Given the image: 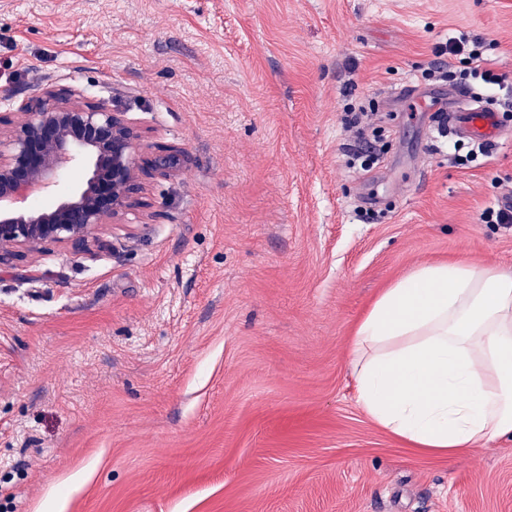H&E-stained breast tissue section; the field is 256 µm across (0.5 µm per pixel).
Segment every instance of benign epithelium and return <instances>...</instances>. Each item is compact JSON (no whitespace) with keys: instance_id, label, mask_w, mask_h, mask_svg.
I'll list each match as a JSON object with an SVG mask.
<instances>
[{"instance_id":"7a95c632","label":"benign epithelium","mask_w":512,"mask_h":512,"mask_svg":"<svg viewBox=\"0 0 512 512\" xmlns=\"http://www.w3.org/2000/svg\"><path fill=\"white\" fill-rule=\"evenodd\" d=\"M141 138L124 113L54 90L29 98L14 118H0V267L49 244L83 249L134 208ZM183 160L165 148L149 165L164 174ZM80 167L87 175L79 187L48 207L31 205Z\"/></svg>"}]
</instances>
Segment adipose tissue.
Returning a JSON list of instances; mask_svg holds the SVG:
<instances>
[{
    "label": "adipose tissue",
    "mask_w": 512,
    "mask_h": 512,
    "mask_svg": "<svg viewBox=\"0 0 512 512\" xmlns=\"http://www.w3.org/2000/svg\"><path fill=\"white\" fill-rule=\"evenodd\" d=\"M356 399L422 451L462 455L512 436V275L417 267L377 297L353 340Z\"/></svg>",
    "instance_id": "obj_1"
}]
</instances>
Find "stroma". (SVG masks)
I'll list each match as a JSON object with an SVG mask.
<instances>
[{"label": "stroma", "instance_id": "obj_1", "mask_svg": "<svg viewBox=\"0 0 512 512\" xmlns=\"http://www.w3.org/2000/svg\"><path fill=\"white\" fill-rule=\"evenodd\" d=\"M483 36L512 84V0H0V113L43 89L125 113L142 204L88 250L0 268V512H512V439L448 458L357 404L351 347L416 267L512 273V111L491 150L432 138L392 89L433 49ZM375 104L387 150L365 171L342 124Z\"/></svg>", "mask_w": 512, "mask_h": 512}]
</instances>
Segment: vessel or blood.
Returning <instances> with one entry per match:
<instances>
[{
    "label": "vessel or blood",
    "instance_id": "obj_1",
    "mask_svg": "<svg viewBox=\"0 0 512 512\" xmlns=\"http://www.w3.org/2000/svg\"><path fill=\"white\" fill-rule=\"evenodd\" d=\"M396 94L408 97L414 107L429 113V124L439 134L490 144L498 142L502 136L498 108L491 103L475 101L466 90H450L435 106L429 103L424 92L410 94L400 88Z\"/></svg>",
    "mask_w": 512,
    "mask_h": 512
}]
</instances>
